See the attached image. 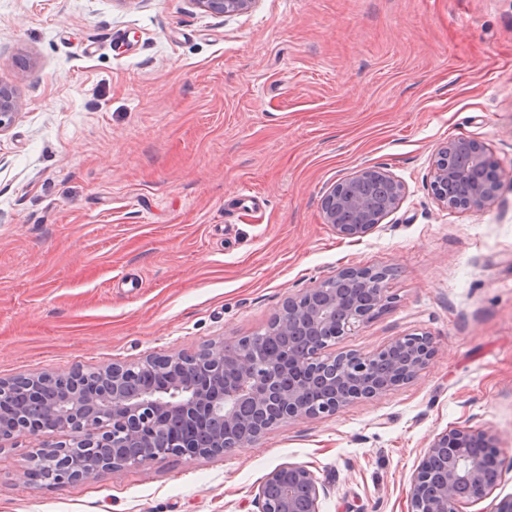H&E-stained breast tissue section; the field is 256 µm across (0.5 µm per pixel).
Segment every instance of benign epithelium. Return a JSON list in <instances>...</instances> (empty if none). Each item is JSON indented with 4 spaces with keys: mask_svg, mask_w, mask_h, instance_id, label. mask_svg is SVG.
Returning a JSON list of instances; mask_svg holds the SVG:
<instances>
[{
    "mask_svg": "<svg viewBox=\"0 0 512 512\" xmlns=\"http://www.w3.org/2000/svg\"><path fill=\"white\" fill-rule=\"evenodd\" d=\"M217 16L250 11L258 0H191ZM14 89L0 85V133L19 110ZM384 196L382 216L396 210L404 184L389 171L366 167L330 186L321 207L323 223L343 238H361L376 225L365 188ZM431 189L443 206L480 212L497 200L496 163L479 141L448 140L436 153ZM385 276L348 267L288 298L274 325L228 353L224 342L190 354L152 355L136 363H112L90 381L81 369L55 376L0 379V442L40 441L42 469L25 473L62 488L100 471L141 467L171 456H218L255 443L273 427L299 418L331 416L350 403L379 397L413 380L434 354L426 335L400 336L369 354L326 356L387 300ZM270 336H300L297 355L259 357ZM167 373L161 389H131L138 373ZM503 449L488 431L453 427L437 434L411 481L410 512H463L484 499L494 484L486 456ZM327 488L307 466L284 463L269 472L255 499L257 512H320Z\"/></svg>",
    "mask_w": 512,
    "mask_h": 512,
    "instance_id": "7a95c632",
    "label": "benign epithelium"
}]
</instances>
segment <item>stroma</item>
Segmentation results:
<instances>
[{"label":"stroma","mask_w":512,"mask_h":512,"mask_svg":"<svg viewBox=\"0 0 512 512\" xmlns=\"http://www.w3.org/2000/svg\"><path fill=\"white\" fill-rule=\"evenodd\" d=\"M0 83L21 101L0 133V379L231 344L356 266L390 269L388 300L331 352L435 347L381 398L221 456L57 489L24 476L35 440L0 443V512H256L288 462L328 485L321 512H408L430 441L458 426L507 450L464 512L512 497V0H0ZM456 137L498 165L484 211L432 194ZM364 167L406 192L352 241L321 198ZM196 8L206 13L224 16L249 12L258 0H191Z\"/></svg>","instance_id":"obj_1"}]
</instances>
